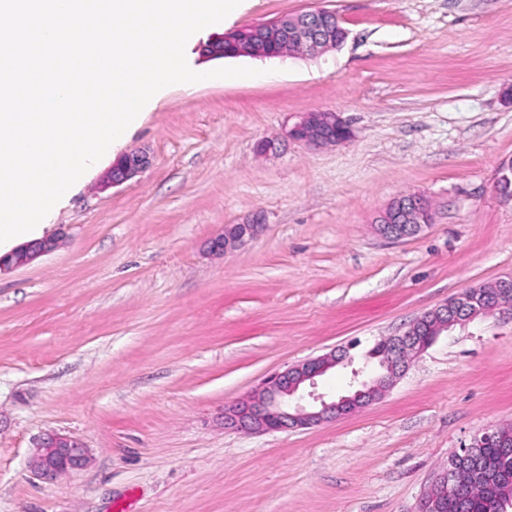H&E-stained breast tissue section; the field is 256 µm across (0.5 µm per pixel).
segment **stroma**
Masks as SVG:
<instances>
[{"instance_id":"35a3bbf8","label":"stroma","mask_w":512,"mask_h":512,"mask_svg":"<svg viewBox=\"0 0 512 512\" xmlns=\"http://www.w3.org/2000/svg\"><path fill=\"white\" fill-rule=\"evenodd\" d=\"M318 9L345 42L315 55L189 66L256 82L169 86L121 151L151 166L105 187L100 159L54 210L61 245L0 274V512H418L449 457L512 425V314L443 332L380 398L311 428H224L286 366L349 349L355 366L459 291L512 276V0H243L227 33ZM341 113L348 141L286 131ZM275 140L261 153L259 145ZM422 196L434 222L398 241L375 222ZM261 216L222 257L208 241ZM92 461L48 482L37 439Z\"/></svg>"}]
</instances>
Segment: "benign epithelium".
<instances>
[{
  "label": "benign epithelium",
  "mask_w": 512,
  "mask_h": 512,
  "mask_svg": "<svg viewBox=\"0 0 512 512\" xmlns=\"http://www.w3.org/2000/svg\"><path fill=\"white\" fill-rule=\"evenodd\" d=\"M336 13L317 10L302 13L293 25L275 21V26L265 29L264 40L272 43L291 41L304 52H314L319 45L339 46L346 39V30L326 22ZM288 138L307 145L338 144L348 140L351 129L338 112H305L287 131ZM151 164L150 156L141 150H131L118 157L107 176V184L120 185L143 173ZM433 222V215L426 202L416 195L396 198L379 216L378 230L390 239H404L417 235L424 226ZM257 224H232L223 233L208 242L213 254H224L251 239L258 232ZM59 238L47 237L22 245L0 256V272L24 266L41 255L58 247ZM502 298L487 302L480 290L474 288L461 292L447 302L423 315L436 321L434 333L419 340L412 330L385 341L384 357L376 364H364L352 370L349 389L330 401L314 393H305L315 385L316 378L337 367L349 365L347 354L331 352L287 367L270 376L260 395L224 410V428L244 429L253 432L308 428L333 421L362 408L390 388L408 369V360L428 348L437 337L455 324L473 321L495 311L512 312V277L500 280ZM498 429H488L471 439L470 443L450 457L448 468L434 480L435 487L450 483V476L457 469L460 458L474 449L495 441ZM91 462V455L77 440L63 434L48 433L41 437L30 456L29 464L43 479L81 470Z\"/></svg>",
  "instance_id": "obj_1"
}]
</instances>
